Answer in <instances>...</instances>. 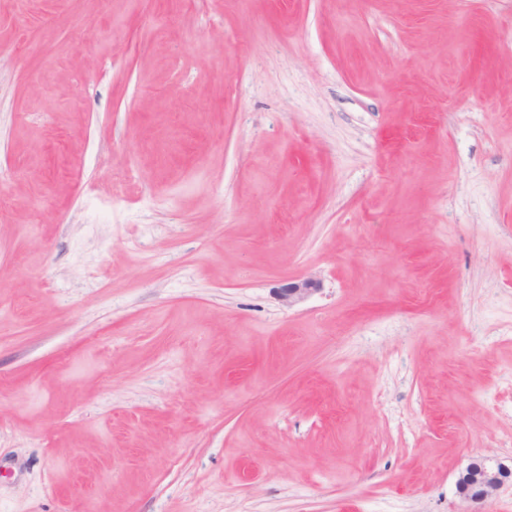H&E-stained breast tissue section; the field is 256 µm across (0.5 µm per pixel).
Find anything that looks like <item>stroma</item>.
<instances>
[{"mask_svg": "<svg viewBox=\"0 0 512 512\" xmlns=\"http://www.w3.org/2000/svg\"><path fill=\"white\" fill-rule=\"evenodd\" d=\"M480 455L512 0H0V512H459ZM320 283L313 278H297L277 288L276 296L285 306L293 307L304 302L320 290Z\"/></svg>", "mask_w": 512, "mask_h": 512, "instance_id": "obj_1", "label": "stroma"}]
</instances>
